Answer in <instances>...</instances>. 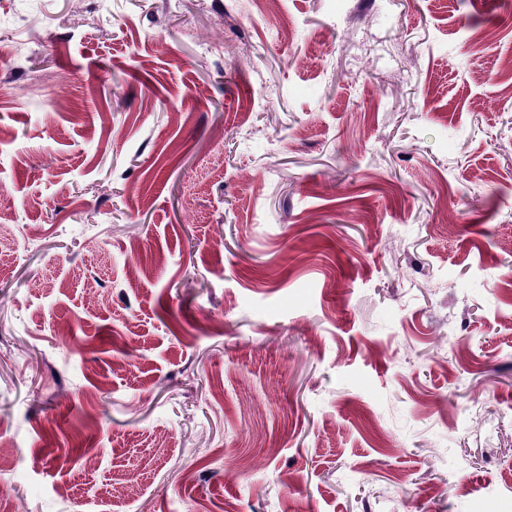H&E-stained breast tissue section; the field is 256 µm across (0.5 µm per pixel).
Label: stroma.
Returning <instances> with one entry per match:
<instances>
[{
    "instance_id": "35a3bbf8",
    "label": "stroma",
    "mask_w": 512,
    "mask_h": 512,
    "mask_svg": "<svg viewBox=\"0 0 512 512\" xmlns=\"http://www.w3.org/2000/svg\"><path fill=\"white\" fill-rule=\"evenodd\" d=\"M512 0H0L11 512H512Z\"/></svg>"
}]
</instances>
